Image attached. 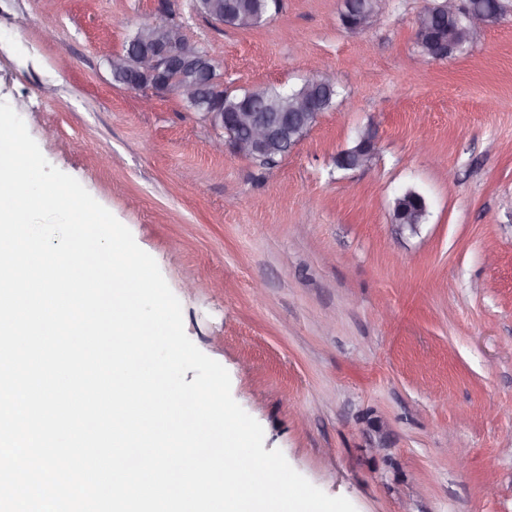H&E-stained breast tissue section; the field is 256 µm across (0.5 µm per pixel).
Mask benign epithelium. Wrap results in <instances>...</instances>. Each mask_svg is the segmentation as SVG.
Here are the masks:
<instances>
[{
    "instance_id": "benign-epithelium-1",
    "label": "benign epithelium",
    "mask_w": 512,
    "mask_h": 512,
    "mask_svg": "<svg viewBox=\"0 0 512 512\" xmlns=\"http://www.w3.org/2000/svg\"><path fill=\"white\" fill-rule=\"evenodd\" d=\"M460 12L466 15V27L477 30L497 21L502 8L497 0L492 3L487 0H436V5L431 7V13L418 20L416 31L420 41L429 35L434 36L433 57L454 55L461 42L457 41L456 33L451 28L446 33L435 34L434 29L430 28L431 15L444 14L451 21ZM342 13L359 25L366 11L359 0H344ZM130 58L134 69L148 75L166 76L165 84L144 89V102L149 103L154 96L170 91L173 85L178 87V92L187 98L192 108H198L205 101L201 88L208 83V74L199 70L198 50L183 34L171 31L163 39L155 41L150 50L132 54ZM313 108V102L302 97L298 100L295 111L289 114L258 112L246 106L231 114L210 112L208 116L216 126L224 130V139L216 144L217 148L228 146L240 154H255L266 151L275 142L286 143L288 148H294L305 136L302 128L313 127L319 117V113L313 111ZM373 155L374 135L368 130L359 136L356 145L344 150L343 166L347 169L367 167ZM426 210L424 198L409 192L398 200L395 213L400 224L414 229L419 225L420 218L426 215Z\"/></svg>"
}]
</instances>
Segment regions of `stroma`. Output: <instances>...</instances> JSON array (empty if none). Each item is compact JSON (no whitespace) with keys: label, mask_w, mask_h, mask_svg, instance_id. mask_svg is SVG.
I'll return each instance as SVG.
<instances>
[{"label":"stroma","mask_w":512,"mask_h":512,"mask_svg":"<svg viewBox=\"0 0 512 512\" xmlns=\"http://www.w3.org/2000/svg\"><path fill=\"white\" fill-rule=\"evenodd\" d=\"M464 54L425 56L429 0H281L259 28L194 0H0V102L132 232L231 377L265 450L356 512H512V0ZM175 23L239 92L327 70L335 105L277 165L214 152L173 93L110 59ZM370 167L337 154L365 129ZM424 197L416 228L395 202Z\"/></svg>","instance_id":"stroma-1"}]
</instances>
